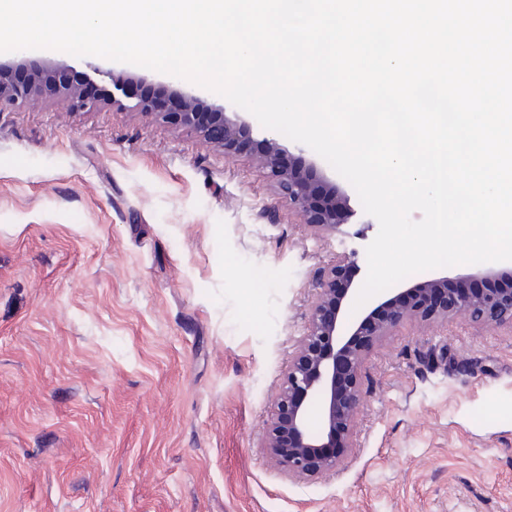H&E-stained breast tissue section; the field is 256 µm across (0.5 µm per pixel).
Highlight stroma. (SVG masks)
<instances>
[{
    "label": "stroma",
    "instance_id": "stroma-1",
    "mask_svg": "<svg viewBox=\"0 0 512 512\" xmlns=\"http://www.w3.org/2000/svg\"><path fill=\"white\" fill-rule=\"evenodd\" d=\"M55 50L0 66L69 68ZM113 77L222 95L133 64ZM120 98L0 109V512H512V330L404 322L360 375L354 446L311 479L281 471L266 422L319 278L379 230L311 148L247 111L227 154ZM275 139L346 195L339 230L304 223L254 162Z\"/></svg>",
    "mask_w": 512,
    "mask_h": 512
}]
</instances>
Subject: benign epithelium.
<instances>
[{"instance_id":"benign-epithelium-1","label":"benign epithelium","mask_w":512,"mask_h":512,"mask_svg":"<svg viewBox=\"0 0 512 512\" xmlns=\"http://www.w3.org/2000/svg\"><path fill=\"white\" fill-rule=\"evenodd\" d=\"M97 82L84 74L75 79L60 73L46 82L25 76L11 84L0 82V106L22 105L44 92L63 95L78 108L92 110L100 102L95 96ZM178 112L154 109L140 101L133 108L156 111L166 122L191 128L212 145L234 153L244 148L250 136L249 126L215 112L211 122L201 126L194 120L198 99L181 96ZM258 165L276 180L288 205L307 224L334 230L348 223L352 211L336 185L318 176L316 169L295 167L283 162V148L273 139L264 143ZM357 251L352 249L336 259L320 279L319 291L309 318L307 331L288 365L284 382L271 415L263 443L268 456L289 475L316 477L336 469L352 448L351 430L360 409L359 376L367 351L390 335L400 323L448 321L464 314L477 328L512 329V286L470 291L468 283L481 278H500L512 283V270L488 267L460 278V289L448 290V277H431L407 282L404 289L388 294L373 308L356 316L349 307L361 285L347 279L355 266ZM320 418L319 428L309 426L311 412Z\"/></svg>"}]
</instances>
